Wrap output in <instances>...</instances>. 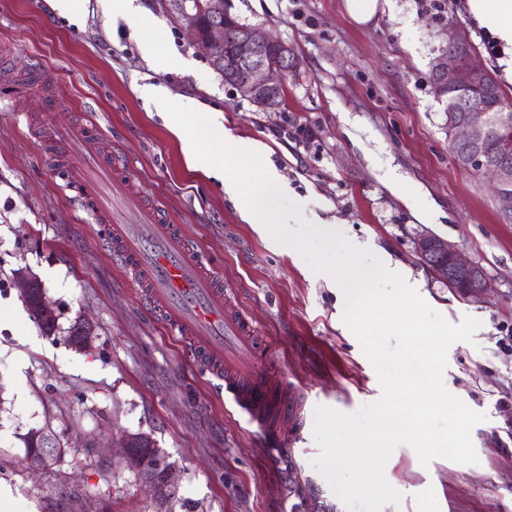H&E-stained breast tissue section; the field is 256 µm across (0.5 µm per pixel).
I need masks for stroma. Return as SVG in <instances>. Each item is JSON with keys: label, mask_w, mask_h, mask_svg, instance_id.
Wrapping results in <instances>:
<instances>
[{"label": "stroma", "mask_w": 512, "mask_h": 512, "mask_svg": "<svg viewBox=\"0 0 512 512\" xmlns=\"http://www.w3.org/2000/svg\"><path fill=\"white\" fill-rule=\"evenodd\" d=\"M138 4L156 27L97 9L78 25L48 0H0V59L19 75L0 81V487L9 512H157L108 445L126 432L150 434L175 464L174 512H348L313 465L314 408L351 414L378 401L376 370L342 319L330 275L258 233L220 182L189 167L168 117L140 98L145 82L193 109L219 108L235 136L267 147L266 163L306 219L333 224L354 246L408 269L448 322L480 320L473 342L450 345L444 371L448 391L486 416L472 430L477 463L438 457L424 465L399 445L384 474L402 500L382 512H512V224L454 162L448 116L429 82L453 21L512 97L467 0L428 8L391 0L366 23L353 19L347 0H232L241 22L264 27L298 58L279 112L259 111L224 83L160 0ZM146 39L191 67L153 71L141 51ZM50 100L70 105L56 113L58 124H93L140 199L159 205L219 263L304 399L300 432L285 445L260 437L214 397L210 379L114 268L102 226L62 180L64 165L48 167L50 148L35 121ZM425 230L484 268V302L460 297L420 263L413 239ZM21 267L39 277L58 311L54 335L29 317L13 279ZM80 315L97 325L87 352L66 342ZM44 426L65 454L32 471L21 437ZM93 438L100 448L87 447Z\"/></svg>", "instance_id": "obj_1"}]
</instances>
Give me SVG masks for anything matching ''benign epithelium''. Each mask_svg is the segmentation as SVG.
Masks as SVG:
<instances>
[{
	"label": "benign epithelium",
	"mask_w": 512,
	"mask_h": 512,
	"mask_svg": "<svg viewBox=\"0 0 512 512\" xmlns=\"http://www.w3.org/2000/svg\"><path fill=\"white\" fill-rule=\"evenodd\" d=\"M196 0H180L173 11L175 21L186 31L191 42L199 46L208 60L220 58L224 66V80L231 82L241 97L252 102L264 112H278L285 105L282 92L288 77L295 72L297 58L288 43L267 30L244 24L231 13L229 0H210L212 10L224 15V21L210 26L201 33L195 22ZM236 32L232 42H227L226 31ZM448 50L438 55L433 63L437 89L468 90L481 86L486 68L470 51L469 37L455 24L445 29ZM512 128V106L501 105L488 110L480 101L470 100L462 110H448L449 143L465 148L458 165L464 170L479 172L482 184L499 203L501 215H512V154L504 152L490 159L481 150L489 131L494 128ZM415 253L426 267L459 289L470 302H480L490 289L484 270L465 258L458 246L427 231L416 235ZM20 297L34 320L43 322L56 316V310L46 295L42 281L24 268L15 271ZM97 339L96 324L87 317L76 318L68 336L71 348L88 351ZM34 441L41 448L26 457L28 463L39 468L60 457L64 452L57 434L49 427L32 431ZM117 447L125 466L139 476L140 482L161 505L168 502L167 494L176 481V470L165 453L156 447L147 433H125Z\"/></svg>",
	"instance_id": "7a95c632"
}]
</instances>
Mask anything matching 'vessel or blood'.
<instances>
[{
	"label": "vessel or blood",
	"instance_id": "vessel-or-blood-1",
	"mask_svg": "<svg viewBox=\"0 0 512 512\" xmlns=\"http://www.w3.org/2000/svg\"><path fill=\"white\" fill-rule=\"evenodd\" d=\"M58 152L77 155L70 183L94 223L107 224L106 244L117 268L140 287L154 317L182 340L248 423L279 441L300 404L287 379L260 357L258 330L224 287L215 261L190 245L182 225L168 224L156 206L133 202L127 170L99 147L88 128H60L42 115Z\"/></svg>",
	"mask_w": 512,
	"mask_h": 512
}]
</instances>
